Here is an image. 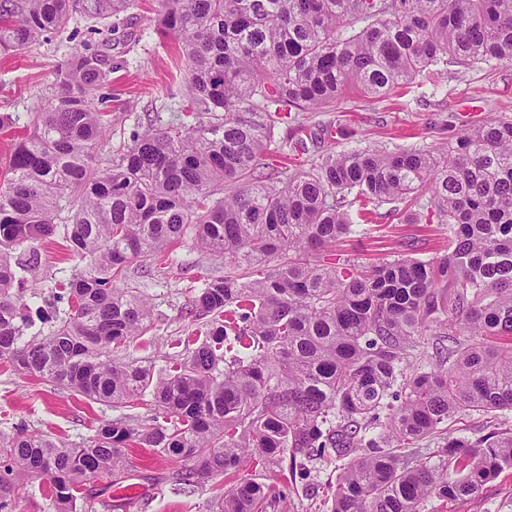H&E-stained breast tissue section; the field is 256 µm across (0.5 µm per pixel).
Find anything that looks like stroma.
<instances>
[{"label":"stroma","mask_w":512,"mask_h":512,"mask_svg":"<svg viewBox=\"0 0 512 512\" xmlns=\"http://www.w3.org/2000/svg\"><path fill=\"white\" fill-rule=\"evenodd\" d=\"M158 10V0H134L133 8L112 18L114 31L109 36L90 33V20L76 14L48 39L0 57V114H10L15 121L12 131L0 134V183L8 178L13 140L32 132L38 112L56 92L54 71L73 49L88 47L114 66L102 87L112 116V149L130 144L133 134L146 126L165 127L181 118L184 60L174 42L156 34ZM499 114L512 116V66L478 63L449 68L444 75L434 69L390 97L353 93L333 108L296 113L304 127L326 132L322 143L309 147L299 160L308 167L323 155L364 147L433 152L460 130ZM451 237L447 225L409 224L398 215L355 225L353 233L337 243L336 251L373 263L408 253L428 260L445 255ZM34 249L38 263L26 277L46 293L88 266L87 260L71 252L60 233L36 242ZM223 273V257L196 248L189 239L130 263L126 280L148 295L154 324L127 346V355L158 369L168 367L175 354L174 341L195 328L187 313L192 289ZM151 415L141 404L114 408L87 402L0 363V433H12L15 424L23 422L30 431L79 445L89 439L91 424L118 417L145 424ZM448 429L471 440L492 429L511 431L512 411H473L449 420ZM128 454L122 479L97 476L85 482L77 495V512H209L231 483L267 478L260 464L250 463L232 477L219 476L193 490L178 484L175 464L151 449L133 447ZM339 471V462L317 461L305 475L281 480L287 499L278 512H331L328 486ZM106 486L112 493L109 509L100 494ZM423 512H512V468L485 483L476 498L450 503L433 497L425 502Z\"/></svg>","instance_id":"1"}]
</instances>
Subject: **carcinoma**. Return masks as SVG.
Returning <instances> with one entry per match:
<instances>
[{"label": "carcinoma", "mask_w": 512, "mask_h": 512, "mask_svg": "<svg viewBox=\"0 0 512 512\" xmlns=\"http://www.w3.org/2000/svg\"><path fill=\"white\" fill-rule=\"evenodd\" d=\"M128 6L0 0V55L65 27L76 7L98 20ZM156 29L182 52L195 122L149 127L92 165L112 134L96 98L112 68L76 49L33 132L13 144L0 189V361L90 402L149 396L163 417L105 421L83 445L15 425L0 436V512H13L23 477L48 479L57 512H76L81 483L123 470L133 445L178 464L193 488L250 461L303 475L338 458L332 512L478 496L512 468V435L469 442L448 435V420L512 411V118L458 134L438 158L366 147L283 178L262 157L291 113L354 89L385 96L440 63L512 65V0H161ZM370 204L450 226L453 249L384 263L335 253ZM60 224L93 264L33 310L20 248ZM187 236L226 268L189 304L203 339L176 340L165 370L118 358L153 316L125 269ZM38 322L48 330L27 336ZM427 336L437 348L425 362ZM427 438L436 463L419 454ZM283 499L246 480L212 512H268Z\"/></svg>", "instance_id": "cac0c4a2"}]
</instances>
